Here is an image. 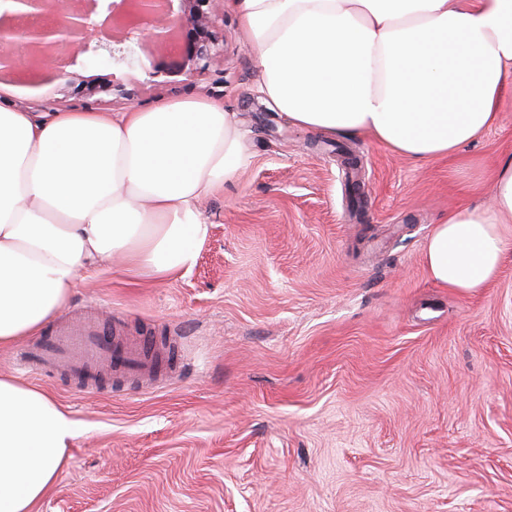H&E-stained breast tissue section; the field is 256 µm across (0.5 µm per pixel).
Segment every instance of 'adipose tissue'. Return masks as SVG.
I'll return each mask as SVG.
<instances>
[{
  "label": "adipose tissue",
  "mask_w": 512,
  "mask_h": 512,
  "mask_svg": "<svg viewBox=\"0 0 512 512\" xmlns=\"http://www.w3.org/2000/svg\"><path fill=\"white\" fill-rule=\"evenodd\" d=\"M260 95L295 125L366 133L398 156L455 154L500 125L512 89V0H233ZM249 161L234 115L207 99L127 112L0 105V349L35 335L83 269L189 271L200 210ZM493 205L434 227L430 278L469 294L512 253V159ZM76 423L44 392L0 375V512H34L55 486Z\"/></svg>",
  "instance_id": "adipose-tissue-1"
}]
</instances>
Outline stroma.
<instances>
[{"instance_id": "obj_1", "label": "stroma", "mask_w": 512, "mask_h": 512, "mask_svg": "<svg viewBox=\"0 0 512 512\" xmlns=\"http://www.w3.org/2000/svg\"><path fill=\"white\" fill-rule=\"evenodd\" d=\"M224 61L202 73L156 56L154 82L75 68L0 102L127 112L207 98L248 132L251 161L202 205L195 266L164 281L86 270L62 316L102 310L152 344L178 335L164 383L28 373L77 423L36 512H512V255L462 295L424 248L512 156L501 125L450 157L401 158L367 135L302 129L255 88L231 0Z\"/></svg>"}]
</instances>
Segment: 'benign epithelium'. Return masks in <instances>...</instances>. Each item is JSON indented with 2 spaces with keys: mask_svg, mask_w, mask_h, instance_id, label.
I'll return each mask as SVG.
<instances>
[{
  "mask_svg": "<svg viewBox=\"0 0 512 512\" xmlns=\"http://www.w3.org/2000/svg\"><path fill=\"white\" fill-rule=\"evenodd\" d=\"M10 22L0 17V65L23 72L49 67L53 77L71 67H139L150 77L146 44L170 46L187 72L223 61L216 24L219 0H10Z\"/></svg>",
  "mask_w": 512,
  "mask_h": 512,
  "instance_id": "benign-epithelium-1",
  "label": "benign epithelium"
}]
</instances>
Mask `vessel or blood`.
<instances>
[{
	"label": "vessel or blood",
	"mask_w": 512,
	"mask_h": 512,
	"mask_svg": "<svg viewBox=\"0 0 512 512\" xmlns=\"http://www.w3.org/2000/svg\"><path fill=\"white\" fill-rule=\"evenodd\" d=\"M106 361L119 373H151V362L141 343L119 335H105L96 310L91 309L54 325L49 335L41 337L24 357L23 369L46 371L63 363L74 370H86Z\"/></svg>",
	"instance_id": "1"
}]
</instances>
